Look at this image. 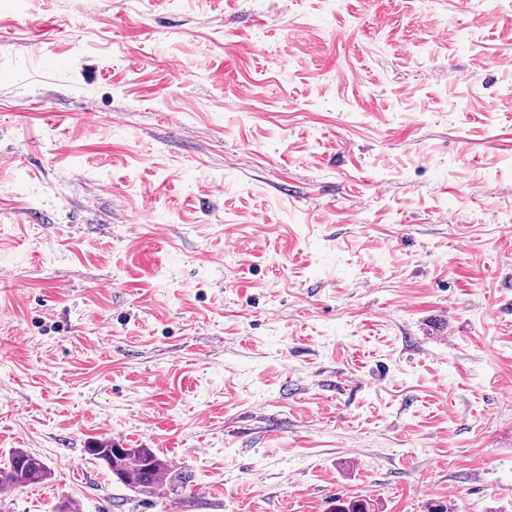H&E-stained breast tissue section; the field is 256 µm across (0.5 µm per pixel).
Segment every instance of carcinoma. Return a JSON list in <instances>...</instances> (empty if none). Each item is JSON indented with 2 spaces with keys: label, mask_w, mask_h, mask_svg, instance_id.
Segmentation results:
<instances>
[{
  "label": "carcinoma",
  "mask_w": 512,
  "mask_h": 512,
  "mask_svg": "<svg viewBox=\"0 0 512 512\" xmlns=\"http://www.w3.org/2000/svg\"><path fill=\"white\" fill-rule=\"evenodd\" d=\"M85 452L106 466L112 465V475L138 494H154L161 488L176 492L187 484L181 472L150 448H117L112 441L103 440L90 444ZM49 474V468L39 456L14 448L0 466V494L41 482ZM333 512H377V507L370 499H338Z\"/></svg>",
  "instance_id": "carcinoma-1"
}]
</instances>
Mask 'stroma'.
Instances as JSON below:
<instances>
[{
  "mask_svg": "<svg viewBox=\"0 0 512 512\" xmlns=\"http://www.w3.org/2000/svg\"><path fill=\"white\" fill-rule=\"evenodd\" d=\"M13 448L0 512H512V0H0ZM86 453L103 463L126 488L138 494H155L161 488L178 492L188 482L185 475L150 448H117L112 446V440H103L90 444ZM49 474V468L39 456L22 448L11 449L0 466V494L41 482Z\"/></svg>",
  "mask_w": 512,
  "mask_h": 512,
  "instance_id": "stroma-1",
  "label": "stroma"
}]
</instances>
